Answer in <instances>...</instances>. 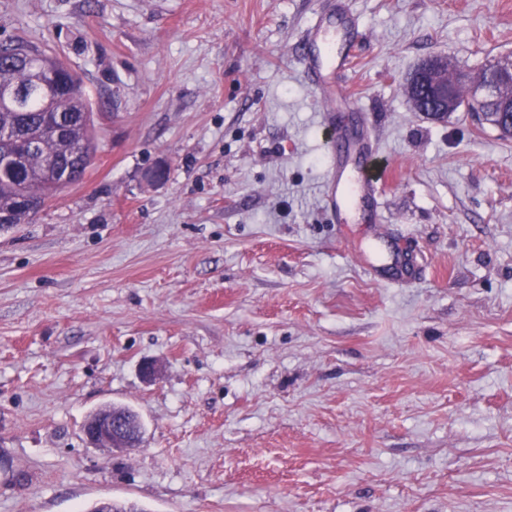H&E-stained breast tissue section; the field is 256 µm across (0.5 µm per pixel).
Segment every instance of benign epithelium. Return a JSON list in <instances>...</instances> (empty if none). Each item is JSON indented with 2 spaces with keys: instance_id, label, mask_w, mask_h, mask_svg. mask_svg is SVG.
<instances>
[{
  "instance_id": "7a95c632",
  "label": "benign epithelium",
  "mask_w": 512,
  "mask_h": 512,
  "mask_svg": "<svg viewBox=\"0 0 512 512\" xmlns=\"http://www.w3.org/2000/svg\"><path fill=\"white\" fill-rule=\"evenodd\" d=\"M512 80V65L499 69L486 82L474 81V102L497 93V86ZM460 76L435 56L423 63L413 74L410 84L418 103L428 109L427 115L442 120L464 108L456 98ZM86 443L92 448L132 451L141 445L143 433L135 423L126 424L111 409L100 410L88 417L84 426Z\"/></svg>"
}]
</instances>
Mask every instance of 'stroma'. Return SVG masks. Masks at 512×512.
Returning a JSON list of instances; mask_svg holds the SVG:
<instances>
[{
  "label": "stroma",
  "mask_w": 512,
  "mask_h": 512,
  "mask_svg": "<svg viewBox=\"0 0 512 512\" xmlns=\"http://www.w3.org/2000/svg\"><path fill=\"white\" fill-rule=\"evenodd\" d=\"M334 2L0 0L97 140L0 230V512H512V138L406 93L512 57V0H351L386 187L342 224L300 39ZM107 405L134 452L86 445ZM445 67L439 56L432 57L415 71L410 80L418 103L428 109L423 113L437 120L448 118L453 112L465 108L460 102L467 104L473 99L472 87L458 85L460 76L449 65L447 73L440 72Z\"/></svg>",
  "instance_id": "stroma-1"
}]
</instances>
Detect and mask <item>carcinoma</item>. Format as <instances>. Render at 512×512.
<instances>
[{
    "label": "carcinoma",
    "mask_w": 512,
    "mask_h": 512,
    "mask_svg": "<svg viewBox=\"0 0 512 512\" xmlns=\"http://www.w3.org/2000/svg\"><path fill=\"white\" fill-rule=\"evenodd\" d=\"M0 211L25 224L35 214L19 201L44 202L79 180L97 151L93 112L79 77L25 42L0 44Z\"/></svg>",
    "instance_id": "obj_1"
}]
</instances>
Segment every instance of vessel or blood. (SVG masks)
Segmentation results:
<instances>
[{
  "label": "vessel or blood",
  "instance_id": "obj_1",
  "mask_svg": "<svg viewBox=\"0 0 512 512\" xmlns=\"http://www.w3.org/2000/svg\"><path fill=\"white\" fill-rule=\"evenodd\" d=\"M356 16L349 0H338L335 7L322 11L306 29L303 40L308 50L304 67L311 85L322 102V121L334 130L343 150L336 154L326 173L324 206L327 211L342 214L350 195H357L363 204L378 208L383 187L370 169L374 151L373 139L367 130L351 134L349 114L355 104L349 94L333 83L350 67L348 55L336 54V42L349 35Z\"/></svg>",
  "mask_w": 512,
  "mask_h": 512
}]
</instances>
